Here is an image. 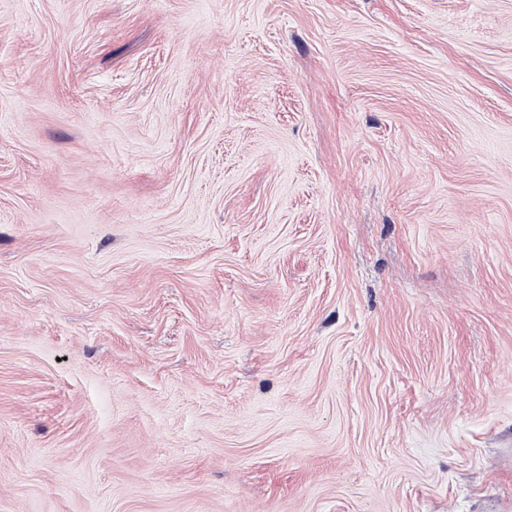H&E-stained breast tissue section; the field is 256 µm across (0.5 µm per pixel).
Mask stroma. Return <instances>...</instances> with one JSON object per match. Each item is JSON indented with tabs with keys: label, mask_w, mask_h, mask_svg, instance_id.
I'll return each mask as SVG.
<instances>
[{
	"label": "stroma",
	"mask_w": 512,
	"mask_h": 512,
	"mask_svg": "<svg viewBox=\"0 0 512 512\" xmlns=\"http://www.w3.org/2000/svg\"><path fill=\"white\" fill-rule=\"evenodd\" d=\"M0 512H512V0H0Z\"/></svg>",
	"instance_id": "35a3bbf8"
}]
</instances>
